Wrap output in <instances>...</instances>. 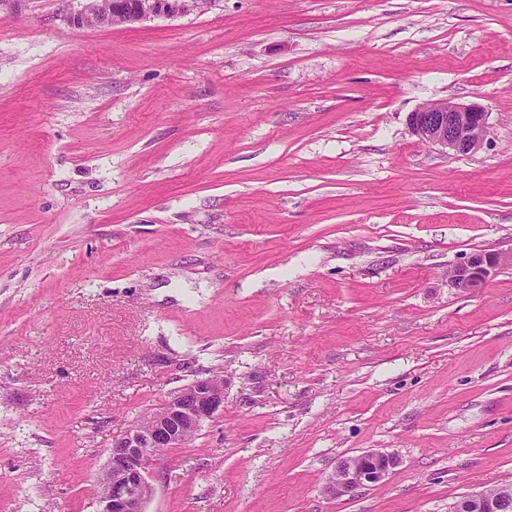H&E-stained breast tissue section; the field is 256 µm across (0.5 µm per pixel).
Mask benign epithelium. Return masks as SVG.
Returning <instances> with one entry per match:
<instances>
[{
  "label": "benign epithelium",
  "mask_w": 512,
  "mask_h": 512,
  "mask_svg": "<svg viewBox=\"0 0 512 512\" xmlns=\"http://www.w3.org/2000/svg\"><path fill=\"white\" fill-rule=\"evenodd\" d=\"M79 2L78 9L64 14L75 29L86 27V21L94 17L102 27L132 28L156 18L202 13L216 0H112L111 9L105 13L101 0ZM408 126L420 141L439 147L447 155L464 156L481 148L487 133V112L477 103L446 99L419 106L408 115ZM504 265H512V249L476 253L453 268L449 281L460 292H473ZM223 409L224 381L202 378L171 393L160 409L113 439L105 466L109 480L100 487V512H146L152 495L147 475L156 461L153 450L175 447ZM400 463L398 454L379 450L342 457L325 493L351 497L385 481ZM453 512H512V489L469 494L454 505Z\"/></svg>",
  "instance_id": "benign-epithelium-1"
}]
</instances>
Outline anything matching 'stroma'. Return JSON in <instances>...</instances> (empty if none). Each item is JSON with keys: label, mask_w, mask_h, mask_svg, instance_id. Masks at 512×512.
Instances as JSON below:
<instances>
[{"label": "stroma", "mask_w": 512, "mask_h": 512, "mask_svg": "<svg viewBox=\"0 0 512 512\" xmlns=\"http://www.w3.org/2000/svg\"><path fill=\"white\" fill-rule=\"evenodd\" d=\"M0 12V512H98L113 438L224 409L147 512H450L512 484V0H216L75 29ZM488 114L448 156L407 116ZM402 463L323 493L340 457ZM504 265H512V249L476 253L453 268L449 281L460 292H473L481 288L494 270Z\"/></svg>", "instance_id": "obj_1"}]
</instances>
